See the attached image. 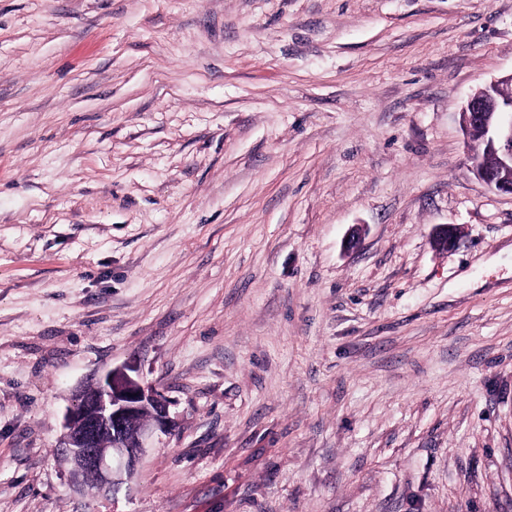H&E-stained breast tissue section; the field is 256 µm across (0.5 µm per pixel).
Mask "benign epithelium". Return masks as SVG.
<instances>
[{
    "instance_id": "7a95c632",
    "label": "benign epithelium",
    "mask_w": 512,
    "mask_h": 512,
    "mask_svg": "<svg viewBox=\"0 0 512 512\" xmlns=\"http://www.w3.org/2000/svg\"><path fill=\"white\" fill-rule=\"evenodd\" d=\"M512 84V73L472 94L460 116L472 170L489 188L512 194V96H497V87ZM493 156L486 166L483 155ZM457 229L438 228L434 242L441 250L456 246ZM172 423L169 401L156 387L113 370L75 394L66 412L59 448L70 464L71 483L95 494L114 491L132 479L156 431Z\"/></svg>"
}]
</instances>
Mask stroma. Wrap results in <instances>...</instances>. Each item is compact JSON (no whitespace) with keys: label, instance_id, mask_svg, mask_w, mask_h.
<instances>
[{"label":"stroma","instance_id":"35a3bbf8","mask_svg":"<svg viewBox=\"0 0 512 512\" xmlns=\"http://www.w3.org/2000/svg\"><path fill=\"white\" fill-rule=\"evenodd\" d=\"M510 72L512 0H0V512H512ZM124 365L175 425L73 493ZM506 84H512V73L491 81L483 94L468 96L460 116L472 170L490 189L512 194V96L497 90ZM475 129L480 132L477 140L470 136ZM484 154L493 156V165L482 163Z\"/></svg>","mask_w":512,"mask_h":512}]
</instances>
